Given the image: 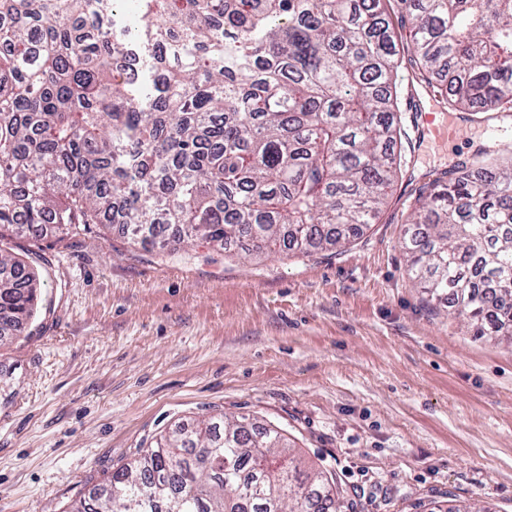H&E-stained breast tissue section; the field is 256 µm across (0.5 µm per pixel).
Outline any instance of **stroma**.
Masks as SVG:
<instances>
[{
    "mask_svg": "<svg viewBox=\"0 0 512 512\" xmlns=\"http://www.w3.org/2000/svg\"><path fill=\"white\" fill-rule=\"evenodd\" d=\"M398 117L403 175L335 253L198 239L162 256L99 224L7 238L44 286L0 344V512H66L159 432L219 413L283 429L354 512H512V347L422 294L402 249L419 188L495 124L472 116L435 146Z\"/></svg>",
    "mask_w": 512,
    "mask_h": 512,
    "instance_id": "obj_1",
    "label": "stroma"
}]
</instances>
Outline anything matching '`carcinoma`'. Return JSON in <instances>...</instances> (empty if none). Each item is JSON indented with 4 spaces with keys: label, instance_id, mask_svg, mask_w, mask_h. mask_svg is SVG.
I'll return each mask as SVG.
<instances>
[{
    "label": "carcinoma",
    "instance_id": "carcinoma-1",
    "mask_svg": "<svg viewBox=\"0 0 512 512\" xmlns=\"http://www.w3.org/2000/svg\"><path fill=\"white\" fill-rule=\"evenodd\" d=\"M403 6L397 17L391 2ZM0 0V241L81 224L162 247L353 243L401 174L397 76L450 111L512 113V0ZM147 82L116 69L126 54ZM415 284L512 343V141L419 190ZM40 281L0 244V340ZM288 437L222 415L177 425L68 512H344Z\"/></svg>",
    "mask_w": 512,
    "mask_h": 512
}]
</instances>
